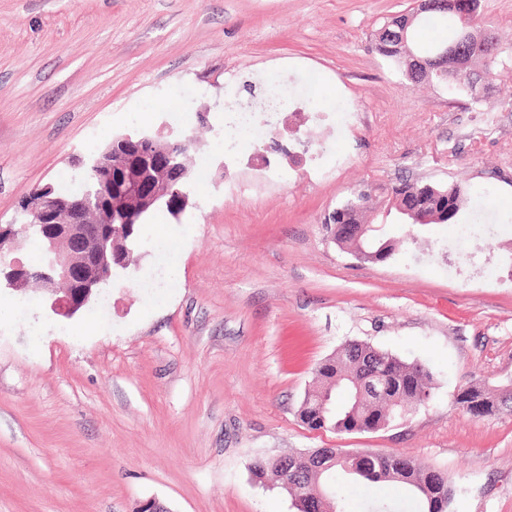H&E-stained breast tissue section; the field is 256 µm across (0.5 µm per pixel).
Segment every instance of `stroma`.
I'll list each match as a JSON object with an SVG mask.
<instances>
[{
	"label": "stroma",
	"instance_id": "35a3bbf8",
	"mask_svg": "<svg viewBox=\"0 0 512 512\" xmlns=\"http://www.w3.org/2000/svg\"><path fill=\"white\" fill-rule=\"evenodd\" d=\"M417 0H0V224L71 159L113 135L193 134L180 219L155 213L141 258L75 316L31 289L0 321V512H296L257 483L258 457L312 448L398 453L447 474L449 512H512V414L474 418L469 382L512 380V75L480 103L411 84L375 35ZM512 51V0H480ZM276 77L282 148L225 159L224 106ZM335 87L345 130L291 119L301 94ZM150 113L146 122L134 115ZM236 179L244 192L228 190ZM402 179L458 183L482 209L450 224L400 223L373 203L395 250L356 259L328 216L351 192ZM0 288L8 305L24 297ZM349 340L433 375L425 406L375 433L304 427L313 369ZM348 512L416 500L344 486Z\"/></svg>",
	"mask_w": 512,
	"mask_h": 512
}]
</instances>
